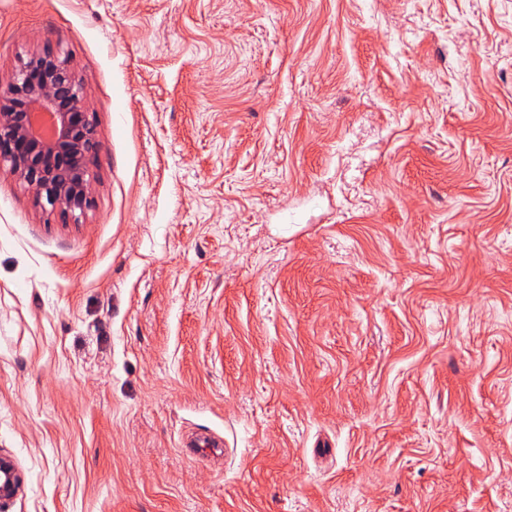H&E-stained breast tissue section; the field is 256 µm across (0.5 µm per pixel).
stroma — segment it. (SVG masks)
Segmentation results:
<instances>
[{
	"label": "stroma",
	"mask_w": 512,
	"mask_h": 512,
	"mask_svg": "<svg viewBox=\"0 0 512 512\" xmlns=\"http://www.w3.org/2000/svg\"><path fill=\"white\" fill-rule=\"evenodd\" d=\"M47 47L99 147L76 219L0 169V512H512V0H0ZM21 485L22 476L18 473L15 464L8 458L0 457V499L13 497Z\"/></svg>",
	"instance_id": "35a3bbf8"
}]
</instances>
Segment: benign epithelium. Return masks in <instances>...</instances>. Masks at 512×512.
Masks as SVG:
<instances>
[{
	"label": "benign epithelium",
	"mask_w": 512,
	"mask_h": 512,
	"mask_svg": "<svg viewBox=\"0 0 512 512\" xmlns=\"http://www.w3.org/2000/svg\"><path fill=\"white\" fill-rule=\"evenodd\" d=\"M97 149L84 81L68 57L34 51L0 82V161L32 192L36 206L63 217L85 214ZM21 485L15 464L0 457V499L13 497Z\"/></svg>",
	"instance_id": "7a95c632"
}]
</instances>
